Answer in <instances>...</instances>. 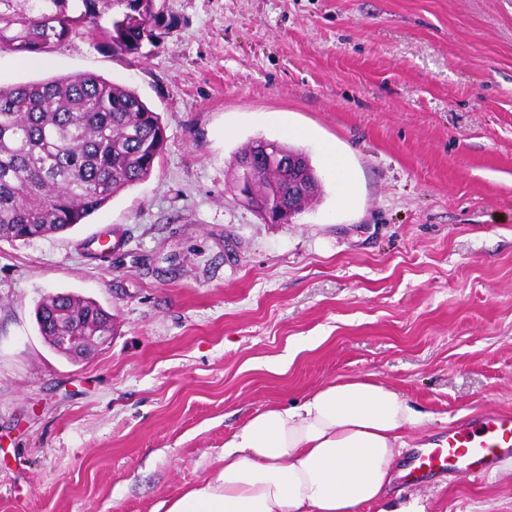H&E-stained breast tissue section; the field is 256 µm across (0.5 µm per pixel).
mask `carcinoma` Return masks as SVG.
Returning a JSON list of instances; mask_svg holds the SVG:
<instances>
[{"mask_svg":"<svg viewBox=\"0 0 512 512\" xmlns=\"http://www.w3.org/2000/svg\"><path fill=\"white\" fill-rule=\"evenodd\" d=\"M168 23L154 0H0V51L48 55L86 34L137 55ZM166 127L129 87L95 74L0 86V240L66 232L122 190L147 178ZM312 200L319 182L300 167ZM257 203L288 206V169L254 166ZM42 336H91L112 315L71 293L37 306Z\"/></svg>","mask_w":512,"mask_h":512,"instance_id":"carcinoma-1","label":"carcinoma"}]
</instances>
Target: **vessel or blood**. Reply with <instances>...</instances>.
<instances>
[{
	"instance_id": "b4317fda",
	"label": "vessel or blood",
	"mask_w": 512,
	"mask_h": 512,
	"mask_svg": "<svg viewBox=\"0 0 512 512\" xmlns=\"http://www.w3.org/2000/svg\"><path fill=\"white\" fill-rule=\"evenodd\" d=\"M508 458H512V414L488 413L426 440L412 454L401 480L429 483L456 475L479 479Z\"/></svg>"
}]
</instances>
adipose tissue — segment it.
I'll return each mask as SVG.
<instances>
[{
	"label": "adipose tissue",
	"instance_id": "adipose-tissue-1",
	"mask_svg": "<svg viewBox=\"0 0 512 512\" xmlns=\"http://www.w3.org/2000/svg\"><path fill=\"white\" fill-rule=\"evenodd\" d=\"M423 415L371 376H340L294 405L257 411L210 477L163 512H358L382 498Z\"/></svg>",
	"mask_w": 512,
	"mask_h": 512
}]
</instances>
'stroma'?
Segmentation results:
<instances>
[{
  "label": "stroma",
  "mask_w": 512,
  "mask_h": 512,
  "mask_svg": "<svg viewBox=\"0 0 512 512\" xmlns=\"http://www.w3.org/2000/svg\"><path fill=\"white\" fill-rule=\"evenodd\" d=\"M140 55L76 35L0 51V85L93 73L168 141L151 175L71 230L0 241V512H156L208 478L258 410L373 375L428 421L414 447L512 413V0H156ZM306 153L318 198L289 224L237 197L234 155ZM342 155L351 193L324 160ZM52 293L112 335L69 358ZM512 512L484 480L391 484L361 512ZM36 319L42 336H52L56 344L63 348L76 347L78 354L108 340L110 336L107 325L104 326V336H92L96 327L106 320L110 321L112 334V315L95 302L71 293L46 296L37 306ZM57 333L67 336H53ZM79 343L88 345L82 347Z\"/></svg>",
  "instance_id": "obj_1"
}]
</instances>
